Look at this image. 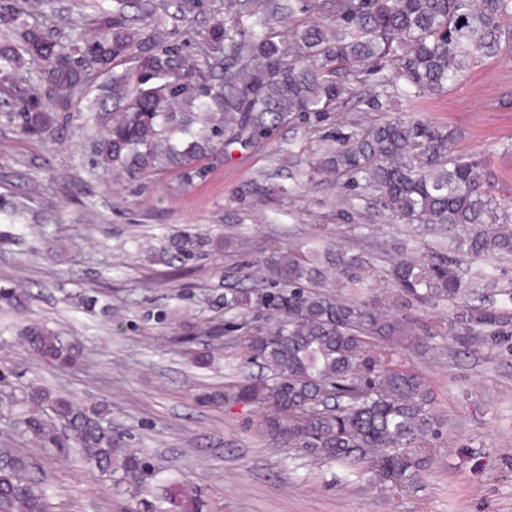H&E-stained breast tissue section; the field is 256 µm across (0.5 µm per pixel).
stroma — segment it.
I'll return each mask as SVG.
<instances>
[{
  "label": "stroma",
  "mask_w": 512,
  "mask_h": 512,
  "mask_svg": "<svg viewBox=\"0 0 512 512\" xmlns=\"http://www.w3.org/2000/svg\"><path fill=\"white\" fill-rule=\"evenodd\" d=\"M223 11L224 0H190L184 17L160 30L192 45ZM42 14L62 37L72 24L91 25L95 11L93 0H49ZM84 105L75 92L73 112L41 140L21 137L0 114V201L23 210L14 223L0 222V234L13 238L0 244V443L27 455L54 512H130L133 503L79 455L61 459L22 437L19 420L32 410L23 396L37 388L106 404L121 446L152 455L203 512H512V320L490 339L456 333L404 352L432 387L442 424L423 478L400 489L341 480L338 466L262 441L250 408L197 400L246 373L233 317L217 298L256 258L325 238L371 256L372 292L389 298L383 271L399 257L395 243L427 260L462 235L459 227L402 223L373 192L351 194L329 173L280 203L239 206L242 184L293 183V155L325 150L329 132L379 113L343 100L319 125H289L264 146L210 158L206 178L184 189L170 170L117 180L96 165ZM392 109L454 129L455 152L483 156L490 194L512 202V54L481 59L446 93ZM184 231L235 246L171 261L161 247ZM33 323L77 346L74 368L57 369L28 349L19 331ZM196 353L211 366H194Z\"/></svg>",
  "instance_id": "stroma-1"
}]
</instances>
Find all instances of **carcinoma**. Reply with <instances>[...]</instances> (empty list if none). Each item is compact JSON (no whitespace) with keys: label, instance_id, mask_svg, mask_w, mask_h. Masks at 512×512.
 Listing matches in <instances>:
<instances>
[{"label":"carcinoma","instance_id":"obj_1","mask_svg":"<svg viewBox=\"0 0 512 512\" xmlns=\"http://www.w3.org/2000/svg\"><path fill=\"white\" fill-rule=\"evenodd\" d=\"M135 6L101 0L93 32L75 28L57 38L17 0H0V26L15 35L0 42V87L14 89L0 105L24 135L40 137L70 112L95 63L110 77L86 106L97 163L131 180L173 169L184 187L204 176L202 161L232 147L249 151L293 120L319 124L368 83L362 102L379 112L395 98L445 92L479 59L512 51V0H224V16L191 50L157 39L149 23L133 26L128 9ZM31 62L39 64V84L16 88ZM329 138L336 150L311 164L309 177L333 172L348 178L351 191L372 189L406 224L470 228L446 255L397 260L386 277L398 295L448 303L450 332L498 335L506 308L473 305L470 296L479 282L496 279L497 261L512 257V215L489 194L481 160L454 154L448 126L410 117L338 128ZM286 193L280 184L251 181L236 197L250 207ZM206 246L185 233L170 242V259L184 262ZM461 254L484 267L470 272ZM256 271L259 285L227 288L220 301L238 316L265 311L274 318L239 336L248 362L273 375L200 400L254 409L260 437L342 465L339 481L370 475L398 486L418 478L438 419L427 383L394 357L413 339L409 323L377 301L322 292L332 278L342 288L369 287L370 260L299 244L257 260ZM23 337L62 366L76 361V348L45 327L29 325ZM29 399L65 427L61 436L39 415L24 417L38 447L78 450L113 493L135 501L132 512H201L186 489L163 499L153 494L161 471L142 452L118 445L106 405L48 391ZM27 469L25 455L0 449V512H51L46 488Z\"/></svg>","mask_w":512,"mask_h":512}]
</instances>
